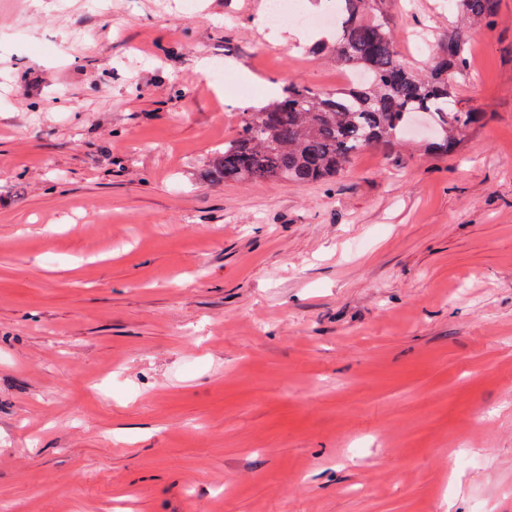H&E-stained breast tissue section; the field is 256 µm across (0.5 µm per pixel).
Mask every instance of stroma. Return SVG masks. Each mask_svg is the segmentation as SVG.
Segmentation results:
<instances>
[{
  "instance_id": "stroma-1",
  "label": "stroma",
  "mask_w": 512,
  "mask_h": 512,
  "mask_svg": "<svg viewBox=\"0 0 512 512\" xmlns=\"http://www.w3.org/2000/svg\"><path fill=\"white\" fill-rule=\"evenodd\" d=\"M194 3L0 0V505L512 512V0L454 155L218 188L188 173L244 109L345 82L328 30ZM382 9L417 71L468 26Z\"/></svg>"
}]
</instances>
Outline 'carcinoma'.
I'll return each mask as SVG.
<instances>
[{
	"mask_svg": "<svg viewBox=\"0 0 512 512\" xmlns=\"http://www.w3.org/2000/svg\"><path fill=\"white\" fill-rule=\"evenodd\" d=\"M383 0H339L336 38L315 43L336 63L364 77L336 91L294 82L282 94L242 113L234 137L211 153L198 173L200 183H316L343 171L352 158L372 147L394 146L405 135L412 115L427 111L435 118L430 147L450 153L479 120L461 110L448 73L465 71L467 38L448 37V49L435 52L425 74L400 59L392 32L381 16ZM458 11L488 26L500 0H456Z\"/></svg>",
	"mask_w": 512,
	"mask_h": 512,
	"instance_id": "1",
	"label": "carcinoma"
}]
</instances>
